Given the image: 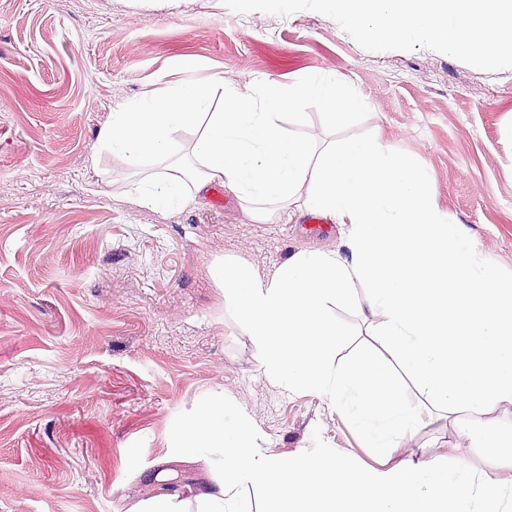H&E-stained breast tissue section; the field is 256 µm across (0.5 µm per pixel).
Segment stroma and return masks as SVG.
I'll use <instances>...</instances> for the list:
<instances>
[{
  "mask_svg": "<svg viewBox=\"0 0 512 512\" xmlns=\"http://www.w3.org/2000/svg\"><path fill=\"white\" fill-rule=\"evenodd\" d=\"M197 61L186 69L187 61ZM324 71L365 107L336 124L310 101L284 116L296 135L348 137L424 166L439 213L465 225L512 284V68L487 72L426 48L372 52L336 21L301 10L238 14L214 0H0V512H129L163 484H206L183 459L184 429L207 400L232 396L265 453L335 460L362 476L424 459L466 463L512 487V465L471 437L512 436V407L446 412L401 375L424 423L382 456L314 392L265 377L214 263L238 256L267 272L305 249H333L341 227L257 224L225 195L178 214L115 196L127 166L87 167L117 103L156 81L264 79L289 86ZM336 303V361L381 342Z\"/></svg>",
  "mask_w": 512,
  "mask_h": 512,
  "instance_id": "35a3bbf8",
  "label": "stroma"
}]
</instances>
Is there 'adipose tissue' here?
I'll list each match as a JSON object with an SVG mask.
<instances>
[{
    "label": "adipose tissue",
    "instance_id": "obj_1",
    "mask_svg": "<svg viewBox=\"0 0 512 512\" xmlns=\"http://www.w3.org/2000/svg\"><path fill=\"white\" fill-rule=\"evenodd\" d=\"M307 100L329 118L360 110L364 98L316 72L282 87H225L184 79L157 83L125 100L98 134L89 158L102 155L132 169L128 200L177 213L223 185L258 224H288L318 213L343 228L349 256L308 249L272 275L240 257L217 260L224 300L279 388L324 395L380 454L405 445L423 424L400 399L393 369L405 366L415 386L442 408L512 406V286L501 285L464 225L438 214L431 173L384 155L372 142L346 140L316 149L281 123ZM195 133L191 161L178 136ZM367 289L358 311L387 351L340 367L329 310ZM185 451L221 477L187 488L197 512H254L242 485L261 488L272 512H502L511 497L492 476L475 480L467 466L428 462L374 480L307 454L285 462L268 456L262 438L232 399L212 402L204 420L186 425Z\"/></svg>",
    "mask_w": 512,
    "mask_h": 512
}]
</instances>
